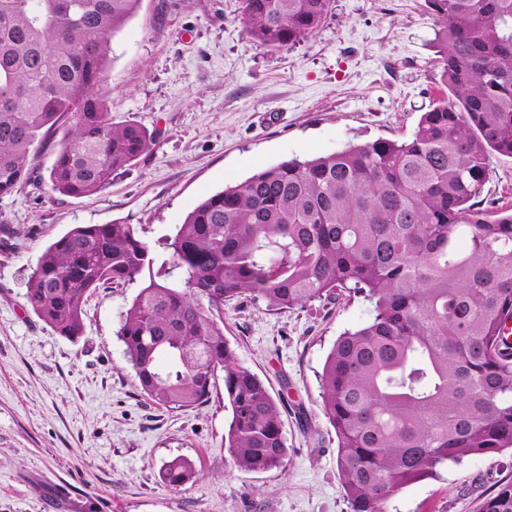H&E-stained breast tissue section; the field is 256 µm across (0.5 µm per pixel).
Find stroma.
Segmentation results:
<instances>
[{
    "label": "stroma",
    "mask_w": 512,
    "mask_h": 512,
    "mask_svg": "<svg viewBox=\"0 0 512 512\" xmlns=\"http://www.w3.org/2000/svg\"><path fill=\"white\" fill-rule=\"evenodd\" d=\"M438 28L424 0H334L314 35L271 48L247 37L239 0H142L111 42L108 106L113 121L153 132L150 150L103 192L74 199L46 184L58 132L25 189L0 198V512H350L318 374L336 338L369 320L363 296L282 313L225 302V338L285 403L284 467L245 473L224 448L223 379L186 410L140 389L116 335L137 284L88 295L71 340L28 306L27 282L74 225L130 224L157 253L202 199L262 168L408 138L446 92ZM479 206L512 211L511 157L490 156ZM176 457L198 472L179 491L160 477ZM507 480L511 450L468 457L406 486L388 510L474 512Z\"/></svg>",
    "instance_id": "35a3bbf8"
}]
</instances>
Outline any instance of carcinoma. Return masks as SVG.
Segmentation results:
<instances>
[{
	"mask_svg": "<svg viewBox=\"0 0 512 512\" xmlns=\"http://www.w3.org/2000/svg\"><path fill=\"white\" fill-rule=\"evenodd\" d=\"M333 0H242L248 37L290 47ZM141 0H0V197L22 191L30 157L59 129L48 180L94 196L150 148L112 121L103 85L111 38ZM446 98L403 140L283 160L205 197L164 243L159 267L131 225L77 224L33 269L26 299L57 333L84 331L87 296L142 280L117 332L155 404L208 400L217 371L231 420L224 448L241 471L284 466L281 404L224 336V302L287 311L341 289L373 304L337 337L320 374L350 512H388L404 487L469 456L512 449V213L475 207L492 153L512 157V0H425ZM197 478L176 457L179 490ZM477 512H512V481Z\"/></svg>",
	"mask_w": 512,
	"mask_h": 512,
	"instance_id": "1",
	"label": "carcinoma"
}]
</instances>
